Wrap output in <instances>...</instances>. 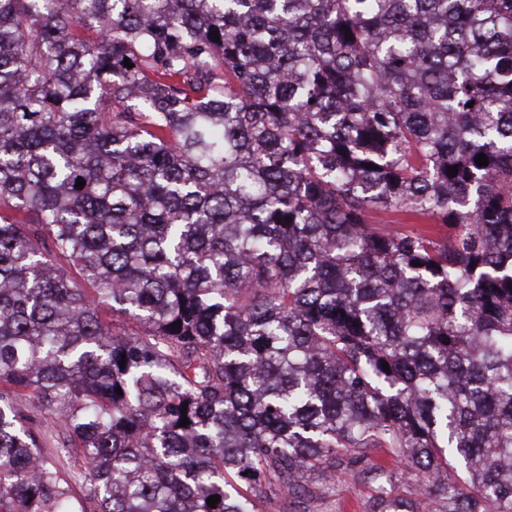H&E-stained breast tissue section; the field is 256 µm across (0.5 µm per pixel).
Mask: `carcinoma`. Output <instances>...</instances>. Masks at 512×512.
I'll return each mask as SVG.
<instances>
[{
  "mask_svg": "<svg viewBox=\"0 0 512 512\" xmlns=\"http://www.w3.org/2000/svg\"><path fill=\"white\" fill-rule=\"evenodd\" d=\"M366 448V512H512V0H0V512H307ZM53 445H48L47 448H43L44 452L55 461L56 466L58 468L60 477L68 482L72 483L73 494L76 497H80L84 494V486L74 483L72 480V476L75 472H78L82 466L81 457L80 456H72L68 462L65 460L62 461V464L57 462V457L54 454V451L51 447Z\"/></svg>",
  "mask_w": 512,
  "mask_h": 512,
  "instance_id": "cac0c4a2",
  "label": "carcinoma"
}]
</instances>
